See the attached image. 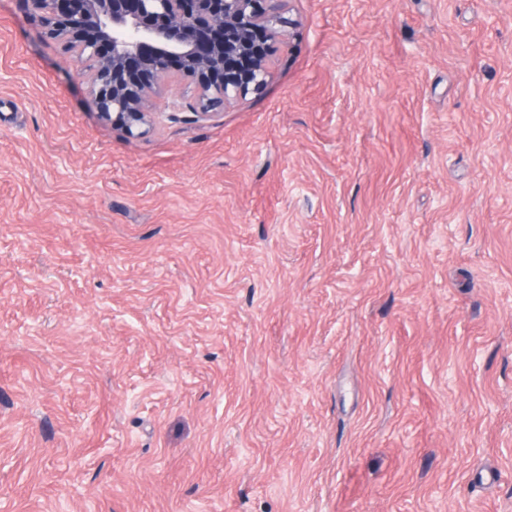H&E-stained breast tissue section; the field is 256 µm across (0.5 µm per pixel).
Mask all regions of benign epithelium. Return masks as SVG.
Returning <instances> with one entry per match:
<instances>
[{"mask_svg": "<svg viewBox=\"0 0 512 512\" xmlns=\"http://www.w3.org/2000/svg\"><path fill=\"white\" fill-rule=\"evenodd\" d=\"M47 37L86 64V103L128 137L151 126L149 103L188 79L189 104L215 117L268 84L292 21L286 0H24Z\"/></svg>", "mask_w": 512, "mask_h": 512, "instance_id": "obj_1", "label": "benign epithelium"}]
</instances>
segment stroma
<instances>
[{
    "instance_id": "1",
    "label": "stroma",
    "mask_w": 512,
    "mask_h": 512,
    "mask_svg": "<svg viewBox=\"0 0 512 512\" xmlns=\"http://www.w3.org/2000/svg\"><path fill=\"white\" fill-rule=\"evenodd\" d=\"M129 138L0 0V512H512V0H288Z\"/></svg>"
}]
</instances>
